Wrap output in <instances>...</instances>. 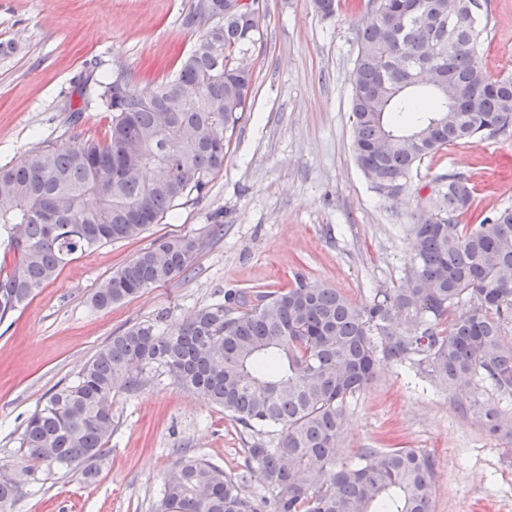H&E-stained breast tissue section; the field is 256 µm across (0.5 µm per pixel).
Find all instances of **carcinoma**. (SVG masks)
I'll return each mask as SVG.
<instances>
[{"label":"carcinoma","instance_id":"obj_1","mask_svg":"<svg viewBox=\"0 0 512 512\" xmlns=\"http://www.w3.org/2000/svg\"><path fill=\"white\" fill-rule=\"evenodd\" d=\"M202 15L189 0L180 24L198 31L177 74L149 94L124 72L99 83L111 113L107 137L47 145L0 167V323L75 258L140 236L178 206L202 197L224 168V140L249 110L253 79L239 63L263 36V0H213ZM323 19L339 0H310ZM359 48L349 74L353 151L372 189L398 197L428 157L512 126V77L490 79L479 61L477 0H361ZM408 234L405 285L352 304L298 275L285 290L230 289L224 302L161 330L140 322L113 336L77 378L55 386L26 422L23 456L33 476L81 468L99 475L115 423L112 393L164 378L224 409L251 433L247 449L268 489L243 492L244 477L183 456L163 478L153 512H433V457L415 448H366L336 461L350 399L370 385L380 359L409 364L454 393L484 384L512 397V207L460 224L474 191L446 175ZM198 243L157 241L106 279L90 303L106 309L191 267ZM495 433L512 437V414L471 401ZM278 441L268 447L266 437ZM19 492L0 473V508Z\"/></svg>","mask_w":512,"mask_h":512}]
</instances>
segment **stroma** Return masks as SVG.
<instances>
[{
    "mask_svg": "<svg viewBox=\"0 0 512 512\" xmlns=\"http://www.w3.org/2000/svg\"><path fill=\"white\" fill-rule=\"evenodd\" d=\"M185 2L0 0V41L12 45L0 55V166L40 146L105 138L110 116L97 105V80L120 69L146 92L170 77L197 39L179 21ZM478 4L483 70L512 76V0ZM266 9L263 44L248 59L252 110L207 194L137 238L72 261L0 323V465L20 467L21 433L44 395L133 324L169 329L223 302L227 289L284 288L297 273L371 303L403 283L407 229L448 172L469 177L480 210L512 206V130L425 159L398 198L375 193L352 147L357 13L344 8L323 19L310 0H266ZM76 109L83 117L69 124ZM215 224L224 227L216 237ZM181 236L199 243L190 271L111 308L91 306L114 271L154 242ZM112 414L95 481L77 468L44 473L6 512H152L164 475L186 451L244 477L245 493L263 494L248 440L221 408L164 381L133 395L116 391ZM393 447L434 457L433 512H512V438L491 434L465 397L385 362L345 409L337 460Z\"/></svg>",
    "mask_w": 512,
    "mask_h": 512,
    "instance_id": "stroma-1",
    "label": "stroma"
}]
</instances>
